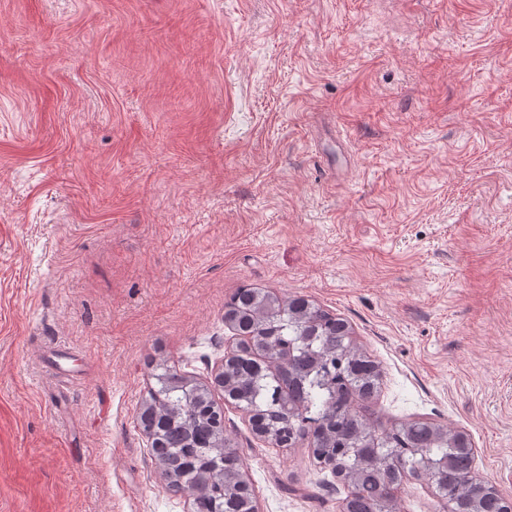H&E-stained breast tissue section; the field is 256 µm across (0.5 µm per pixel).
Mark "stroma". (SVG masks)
<instances>
[{
  "instance_id": "stroma-1",
  "label": "stroma",
  "mask_w": 512,
  "mask_h": 512,
  "mask_svg": "<svg viewBox=\"0 0 512 512\" xmlns=\"http://www.w3.org/2000/svg\"><path fill=\"white\" fill-rule=\"evenodd\" d=\"M245 284L347 319L366 416L512 498V0H0V512H190L149 362L207 383ZM212 397L259 512H341Z\"/></svg>"
}]
</instances>
